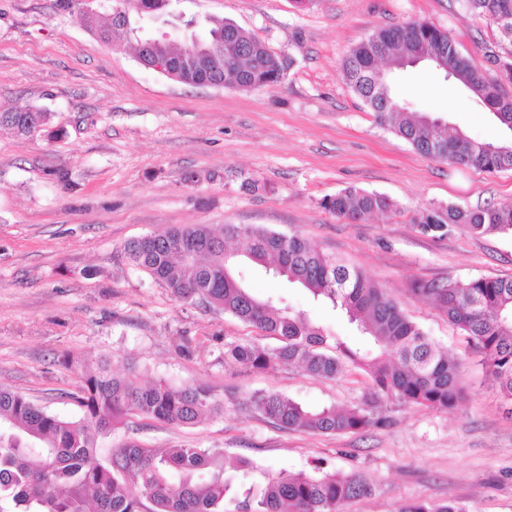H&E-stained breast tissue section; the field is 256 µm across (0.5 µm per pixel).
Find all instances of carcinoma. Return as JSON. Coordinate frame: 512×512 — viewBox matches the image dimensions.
Instances as JSON below:
<instances>
[{
  "mask_svg": "<svg viewBox=\"0 0 512 512\" xmlns=\"http://www.w3.org/2000/svg\"><path fill=\"white\" fill-rule=\"evenodd\" d=\"M64 6L104 42L124 32L114 12L102 24L99 17L84 13L82 0H64ZM150 6L161 10L167 0L112 3L127 14ZM463 6L497 27L503 17L512 25V0H463ZM209 30L224 36L222 53L235 57L216 74L224 86L248 81L263 88L281 81L285 62L269 53L254 34L228 20L214 21ZM502 42L510 49L496 61L512 83V36H502ZM152 50L171 58L183 53L175 39H161ZM417 57L437 68L445 65L443 78L460 84L512 133V96L502 93L500 81L476 69L447 32L428 22L408 21L373 32L349 51L342 75L379 123L419 154L489 173L512 170V138L480 142L439 123L438 116L406 112L391 80ZM381 70L386 83L377 84L374 77ZM0 127L21 136L55 134L50 113L24 104L0 112ZM322 205L348 222L365 221L393 208L388 198L356 189L342 190ZM418 224L426 233L443 235L455 228L512 234V206L473 209L451 204L426 211ZM237 240L246 243L240 254L230 248ZM125 253L177 300L230 314L280 340L273 348L227 342L224 362L254 370L295 365L326 379L354 369L369 379L361 403L343 411L304 405L276 392L248 397L253 412L281 427L343 434L386 426L380 408L388 401L446 412L463 401L460 362L364 272L298 235L287 237L260 225L226 224L217 232L208 224H189L134 240ZM259 267L299 285L354 326L356 333L335 336L303 309L274 307L271 297L258 295L250 284L249 273ZM413 292L431 299L448 322L468 336L512 413V278L430 281ZM62 364L80 379L75 396L78 417H60L18 392L0 388V512H142L146 501L152 512H223L231 483L225 477L224 453L218 449L147 448L131 441L112 449L106 461L97 459L100 439L134 417L193 426L206 415L219 414L223 405L208 386L192 381L176 387L161 379L143 383L133 362L121 373L113 371L108 360L93 370L67 357ZM370 491L367 478L358 471L320 465L309 471H266L260 492L252 486L245 489L239 512H344L346 504ZM398 512L465 510L451 503H409Z\"/></svg>",
  "mask_w": 512,
  "mask_h": 512,
  "instance_id": "carcinoma-1",
  "label": "carcinoma"
}]
</instances>
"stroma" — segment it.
I'll use <instances>...</instances> for the list:
<instances>
[{
    "instance_id": "35a3bbf8",
    "label": "stroma",
    "mask_w": 512,
    "mask_h": 512,
    "mask_svg": "<svg viewBox=\"0 0 512 512\" xmlns=\"http://www.w3.org/2000/svg\"><path fill=\"white\" fill-rule=\"evenodd\" d=\"M183 18H224L290 59L271 90L196 88L142 67L126 43L101 42L60 0H0V110L52 113L56 138L0 130V386L51 413H79L83 365L135 361L142 381L206 384L224 412L189 427L133 419L100 443L216 448L258 470L363 472L370 496L345 512H398L455 502L465 512H512V415L488 385L464 333L418 283L512 277V236L424 233L418 217L459 204L512 203V170L489 174L415 152L379 125L341 75L349 50L409 20L449 33L472 65L495 75L497 28L460 0H174ZM395 93L480 140L505 135L481 103L433 68L399 74ZM355 188L394 210L364 223L336 218L324 198ZM257 224L296 234L361 268L463 366L464 399L446 412L388 402L382 428L341 435L280 427L247 405L273 391L306 405L349 408L367 380L281 366L256 372L224 361V345L275 337L239 319L177 301L132 265L125 246L170 226ZM256 292L308 308L337 335L348 327L299 289L254 273ZM189 345L182 353L181 345Z\"/></svg>"
}]
</instances>
